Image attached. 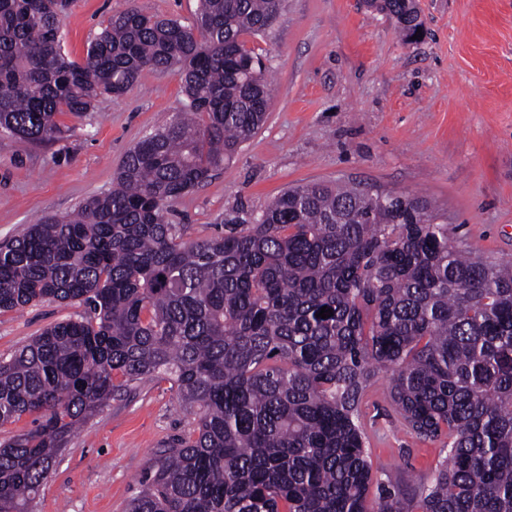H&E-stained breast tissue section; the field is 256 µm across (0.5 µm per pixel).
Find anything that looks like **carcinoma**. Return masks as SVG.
I'll use <instances>...</instances> for the list:
<instances>
[{"mask_svg":"<svg viewBox=\"0 0 512 512\" xmlns=\"http://www.w3.org/2000/svg\"><path fill=\"white\" fill-rule=\"evenodd\" d=\"M68 4L0 0L1 133L53 140L59 113L146 69H178L185 99L111 189L0 244V311L85 308L0 358V427L31 417L0 440V512H35L74 430L157 375L198 419L154 454L128 512H512V263L450 243L425 199L395 191L307 183L198 241L167 220L261 126L270 82L244 36L284 0H200L190 25L131 7L80 63ZM367 5L406 42L421 27L416 0ZM382 369L400 425L447 448L410 495L368 461Z\"/></svg>","mask_w":512,"mask_h":512,"instance_id":"cac0c4a2","label":"carcinoma"}]
</instances>
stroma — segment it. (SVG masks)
I'll return each instance as SVG.
<instances>
[{"instance_id": "obj_1", "label": "stroma", "mask_w": 512, "mask_h": 512, "mask_svg": "<svg viewBox=\"0 0 512 512\" xmlns=\"http://www.w3.org/2000/svg\"><path fill=\"white\" fill-rule=\"evenodd\" d=\"M423 35L404 44L364 0H285L248 47L267 54L271 101L263 125L211 178L178 198L169 222L185 239L223 234L235 209L260 213L288 187L351 183L370 193L425 198L453 243L490 263L512 260V0H417ZM134 6L193 23L198 0H73L64 51L81 61L113 15ZM184 101L179 73L144 70L119 97L77 118L60 138L0 134V241L47 214L69 215L112 187L126 152L169 123ZM82 305L43 302L0 313V357ZM368 416L371 460L410 482L446 450L389 415L377 392ZM195 415L170 380L146 379L99 410L71 438L37 512H126L155 451L188 434Z\"/></svg>"}]
</instances>
